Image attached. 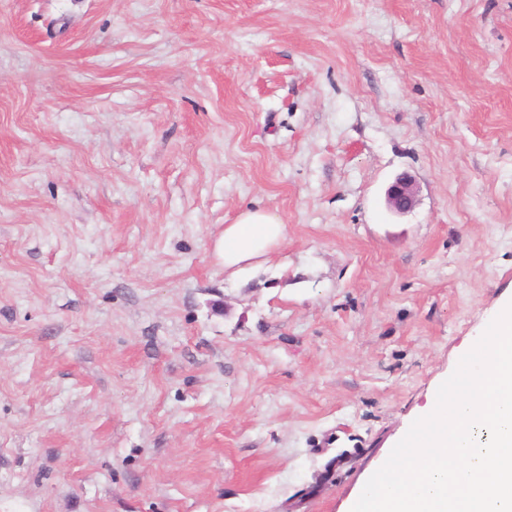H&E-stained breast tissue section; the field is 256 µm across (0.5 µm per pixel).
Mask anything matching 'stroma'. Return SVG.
Instances as JSON below:
<instances>
[{
    "label": "stroma",
    "mask_w": 512,
    "mask_h": 512,
    "mask_svg": "<svg viewBox=\"0 0 512 512\" xmlns=\"http://www.w3.org/2000/svg\"><path fill=\"white\" fill-rule=\"evenodd\" d=\"M511 297L512 0H0V512H351ZM416 192L415 180L409 175H402L388 188L386 203L394 213H407L416 203ZM285 236V224L276 212L245 209L233 224L224 226L214 248L224 264V271L234 275L252 261L267 257Z\"/></svg>",
    "instance_id": "stroma-1"
}]
</instances>
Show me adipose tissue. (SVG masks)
Here are the masks:
<instances>
[{
    "label": "adipose tissue",
    "instance_id": "1",
    "mask_svg": "<svg viewBox=\"0 0 512 512\" xmlns=\"http://www.w3.org/2000/svg\"><path fill=\"white\" fill-rule=\"evenodd\" d=\"M285 236L286 227L276 212L246 209L225 225L214 248L225 270L235 274L252 261L267 257Z\"/></svg>",
    "mask_w": 512,
    "mask_h": 512
}]
</instances>
